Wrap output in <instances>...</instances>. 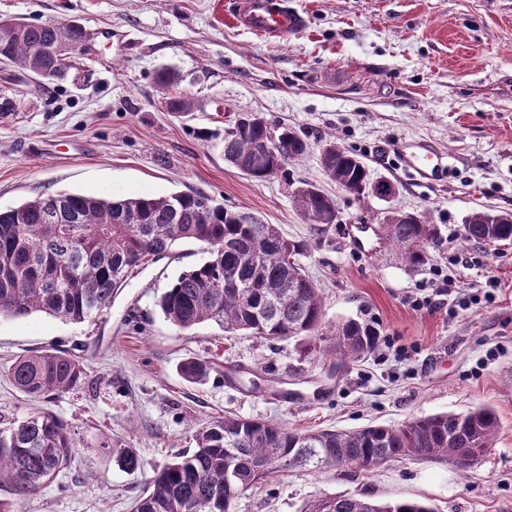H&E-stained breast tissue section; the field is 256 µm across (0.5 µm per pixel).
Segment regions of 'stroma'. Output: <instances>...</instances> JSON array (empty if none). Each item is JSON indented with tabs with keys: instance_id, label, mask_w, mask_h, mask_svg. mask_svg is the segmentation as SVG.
Returning a JSON list of instances; mask_svg holds the SVG:
<instances>
[{
	"instance_id": "35a3bbf8",
	"label": "stroma",
	"mask_w": 512,
	"mask_h": 512,
	"mask_svg": "<svg viewBox=\"0 0 512 512\" xmlns=\"http://www.w3.org/2000/svg\"><path fill=\"white\" fill-rule=\"evenodd\" d=\"M226 0H0V19L76 23L89 50L63 81L0 64V208L57 191L100 197L200 191L280 225L309 244L301 263L323 297L324 322L366 321L378 348L336 366L331 337L263 340L207 323L181 331L156 306L206 257L185 241L136 267L94 320L0 317V429L43 408L64 421L72 463L21 512H132L154 472L194 447L213 419L238 416L291 429L353 430L489 405L501 429L469 470L447 460H403L372 472L293 470L247 490L235 512H302L318 496L410 499L436 512H512V245L463 240L477 210L512 212V0H289L300 30L266 41L235 26ZM195 112H166L161 73ZM259 112L295 128L299 160L264 180L224 160L235 114ZM359 154L387 200H357L327 179V141ZM436 143L448 167L419 184L387 148ZM311 183L335 198L339 223L306 224L292 192ZM421 214L438 230L413 271L379 241L361 251L346 226L382 227L389 212ZM500 287L493 303H459ZM440 307H415L443 280ZM58 347L86 378L51 402L14 387L8 369L30 350ZM210 361L198 384L183 361ZM133 449L142 467L112 459Z\"/></svg>"
}]
</instances>
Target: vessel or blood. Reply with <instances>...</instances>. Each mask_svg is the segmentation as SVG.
<instances>
[{"mask_svg": "<svg viewBox=\"0 0 512 512\" xmlns=\"http://www.w3.org/2000/svg\"><path fill=\"white\" fill-rule=\"evenodd\" d=\"M229 9L234 22L268 40L280 39L303 24L302 16L289 7L288 0H230ZM397 155L403 169L422 183L446 168L444 153L430 141L403 144Z\"/></svg>", "mask_w": 512, "mask_h": 512, "instance_id": "vessel-or-blood-1", "label": "vessel or blood"}]
</instances>
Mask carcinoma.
I'll list each match as a JSON object with an SVG mask.
<instances>
[{"instance_id":"cac0c4a2","label":"carcinoma","mask_w":512,"mask_h":512,"mask_svg":"<svg viewBox=\"0 0 512 512\" xmlns=\"http://www.w3.org/2000/svg\"><path fill=\"white\" fill-rule=\"evenodd\" d=\"M0 29V63H11L39 78L60 80L76 57L60 60L48 48L79 46L77 25L8 21ZM168 112L196 110L194 99L171 92L173 77L158 78ZM275 154L265 151L270 131ZM308 144L292 127H271L261 115L224 137V159L256 179L278 174L301 158ZM331 181L361 200L385 199L394 192L385 180L372 181L363 160L329 142L321 154ZM308 224L324 228L339 222L336 200L305 184L291 196ZM386 238L413 271L429 260L437 229L424 219L386 217ZM463 239L512 242V212L478 211L464 224ZM179 241L205 245L209 257L182 273L158 299L163 317L180 330L213 322L229 335L260 339L305 338L324 325L322 296L299 256L307 242L285 237L278 225L217 203L203 192L167 196L105 198L60 192L0 210V316L25 318L35 312L71 323L89 321L108 307L139 264L166 254ZM331 356L336 363L374 351L377 329L356 319L336 325ZM210 362L191 358L180 365L190 382L207 378ZM9 375L21 392L53 399L80 386L85 370L61 349L17 357ZM501 427L495 410L477 406L466 413L412 418L396 426L370 425L351 431L293 430L268 421L226 416L198 428L195 447L156 471L133 512H233L246 490L286 468L354 469L372 472L398 459H448L466 468L494 448ZM236 449L228 457V448ZM73 443L66 425L48 411L35 412L0 434V484L12 500L0 512H17L71 464ZM123 470L134 473L140 460L130 448L112 449ZM303 512H434L419 501L379 503L364 496L312 499Z\"/></svg>"}]
</instances>
